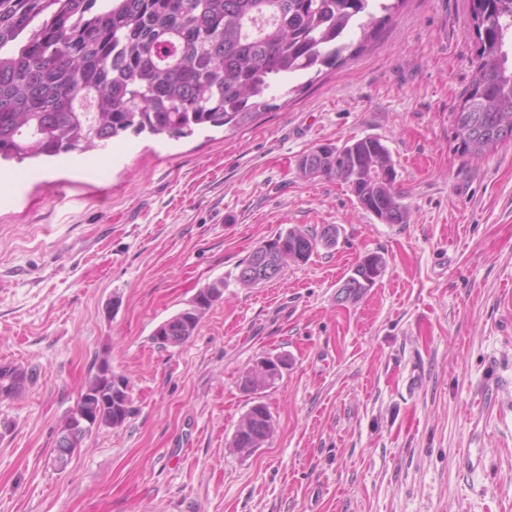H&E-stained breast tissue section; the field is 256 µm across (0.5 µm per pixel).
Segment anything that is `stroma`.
Listing matches in <instances>:
<instances>
[{"mask_svg": "<svg viewBox=\"0 0 512 512\" xmlns=\"http://www.w3.org/2000/svg\"><path fill=\"white\" fill-rule=\"evenodd\" d=\"M468 11L403 0L375 49L234 133L0 163V363L39 372L0 403V512H512V142L455 147ZM366 135L392 154L408 223L297 170ZM327 224L335 247L231 283L262 240ZM368 252L383 278L339 304ZM221 277L193 336L159 347L155 328ZM104 353L134 413L56 470L59 423ZM266 354L288 358L258 397L275 431L242 456L230 442L257 398L238 378ZM470 451L480 466L460 467Z\"/></svg>", "mask_w": 512, "mask_h": 512, "instance_id": "obj_1", "label": "stroma"}]
</instances>
